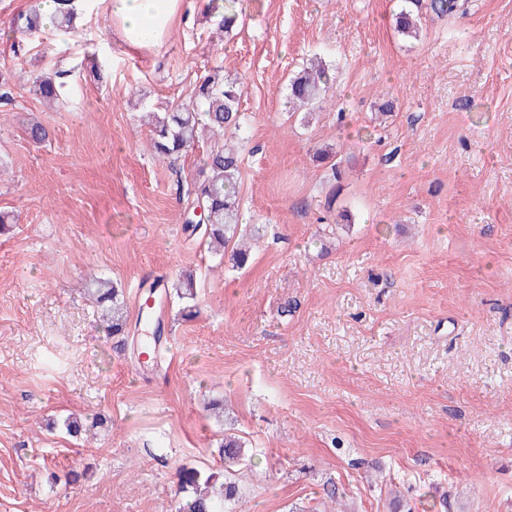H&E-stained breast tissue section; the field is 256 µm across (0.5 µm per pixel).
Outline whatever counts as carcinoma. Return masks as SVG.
<instances>
[{
  "mask_svg": "<svg viewBox=\"0 0 512 512\" xmlns=\"http://www.w3.org/2000/svg\"><path fill=\"white\" fill-rule=\"evenodd\" d=\"M58 10L52 24L60 31H74V8L69 0H57ZM237 0H225L224 15L219 20V29L228 30L238 18ZM436 15H446L457 7L455 0H404V5L396 14L395 28L402 36L415 38L419 34L422 8ZM15 32L22 39L39 35L44 24L41 9L32 8L28 13L14 19ZM67 73L57 71L52 76L36 80L35 92L48 102L62 101ZM331 78L324 67L312 65L304 68L289 82V98L303 107L314 108L324 100ZM244 89L235 80L207 77L196 86L193 100L174 106L165 112H146L145 121L150 128L152 151L165 157H179L191 149L199 139V129L204 126L211 134L224 138V143L210 149L201 173L203 179L194 185L197 202L202 204L204 220L201 224H191V233H199L209 241L214 254L235 243L241 235L239 224V178L241 174L239 132L247 126V116L239 111ZM171 293L187 300L183 312L193 315L197 296L196 281L192 273H185L170 282ZM87 294L100 308V318L107 323L106 332L110 336L120 335L127 328V312L123 292L108 277H94L87 283ZM224 461V471L245 466L251 455L238 439L224 438L218 449ZM180 492L187 498L178 499L176 512H234L232 501L238 495L233 482L225 481V475L210 472L205 475L191 473L181 478Z\"/></svg>",
  "mask_w": 512,
  "mask_h": 512,
  "instance_id": "1",
  "label": "carcinoma"
}]
</instances>
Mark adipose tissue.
I'll list each match as a JSON object with an SVG mask.
<instances>
[{
  "mask_svg": "<svg viewBox=\"0 0 512 512\" xmlns=\"http://www.w3.org/2000/svg\"><path fill=\"white\" fill-rule=\"evenodd\" d=\"M74 6L86 14L104 8L122 47L158 55L171 39L184 0H75Z\"/></svg>",
  "mask_w": 512,
  "mask_h": 512,
  "instance_id": "1",
  "label": "adipose tissue"
}]
</instances>
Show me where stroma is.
Returning <instances> with one entry per match:
<instances>
[{"mask_svg": "<svg viewBox=\"0 0 512 512\" xmlns=\"http://www.w3.org/2000/svg\"><path fill=\"white\" fill-rule=\"evenodd\" d=\"M38 3L0 0V512H174L228 431L253 455L238 512H314L329 480L341 512H512V0L422 10L416 41L401 0H240L229 33L191 0L158 56L102 13L18 41ZM313 59L326 100L290 111ZM58 70L51 109L33 83ZM216 71L250 117L241 221L266 227L241 270L185 229L214 138L170 161L139 121ZM183 272L199 313L167 302L141 368L86 283H121L139 338L137 283ZM94 412L87 438L46 428Z\"/></svg>", "mask_w": 512, "mask_h": 512, "instance_id": "obj_1", "label": "stroma"}]
</instances>
